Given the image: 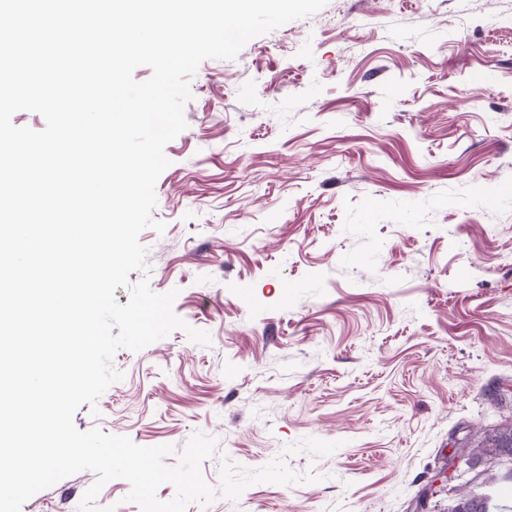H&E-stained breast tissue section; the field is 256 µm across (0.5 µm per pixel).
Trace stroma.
<instances>
[{"instance_id": "obj_1", "label": "stroma", "mask_w": 512, "mask_h": 512, "mask_svg": "<svg viewBox=\"0 0 512 512\" xmlns=\"http://www.w3.org/2000/svg\"><path fill=\"white\" fill-rule=\"evenodd\" d=\"M168 143L148 277L175 330L74 415L140 446L204 432L220 482L285 456L313 483L186 512H451L512 488V463L449 472L456 440L512 424V0H327L203 61ZM479 185L501 191L496 204ZM99 416H92V409ZM82 471L21 512H76Z\"/></svg>"}]
</instances>
